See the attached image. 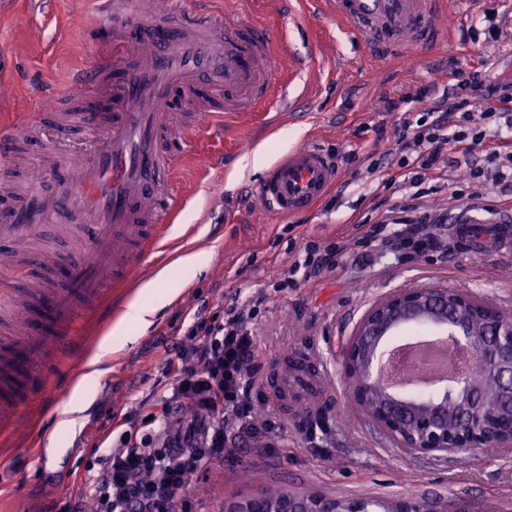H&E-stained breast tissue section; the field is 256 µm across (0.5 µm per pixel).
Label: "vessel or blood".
Listing matches in <instances>:
<instances>
[{
    "label": "vessel or blood",
    "instance_id": "obj_1",
    "mask_svg": "<svg viewBox=\"0 0 512 512\" xmlns=\"http://www.w3.org/2000/svg\"><path fill=\"white\" fill-rule=\"evenodd\" d=\"M107 24L85 31L91 62L75 70L69 83L94 89L93 103L82 112L88 131L108 133L105 145L81 165L76 177L63 178L52 196L34 193L23 205L0 204V243L15 246L40 238V227L53 218L59 229L81 228L86 247L78 264L52 266L50 277L29 296L26 307L15 305L9 286L13 270L0 272V312L13 311L16 336L0 349V361L22 366L50 343L41 325L50 313L60 355L73 354L82 338L76 326L80 303L100 300L102 270L113 266L116 284L127 282L138 266L167 237L172 208L157 201L173 169L162 148L176 93L200 87H221L224 96L209 103L196 123L222 130L224 115L242 104L268 99L276 87L268 31L217 18L212 0H196L190 18L176 27L154 11L139 27L123 12V0H95ZM337 21L352 29L365 48L379 57L404 61L433 37L435 15L445 13V0H326ZM338 179L336 162L315 144L293 148L265 172L258 193L283 216L300 214L321 202ZM96 224L83 226L85 217ZM494 229L479 231L471 215L451 221L455 243L477 252H512V212L493 220ZM307 370L276 364L267 374L277 409L289 402L302 415L315 417L336 389L327 367L307 358ZM17 381L0 376V435L14 434L21 416Z\"/></svg>",
    "mask_w": 512,
    "mask_h": 512
}]
</instances>
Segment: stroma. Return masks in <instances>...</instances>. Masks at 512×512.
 <instances>
[{
    "label": "stroma",
    "mask_w": 512,
    "mask_h": 512,
    "mask_svg": "<svg viewBox=\"0 0 512 512\" xmlns=\"http://www.w3.org/2000/svg\"><path fill=\"white\" fill-rule=\"evenodd\" d=\"M226 16L272 30L277 40L279 80L295 98L284 111L269 98L225 117L224 137L205 133L186 143L167 139L179 161L172 173L180 199L177 226L166 247L138 269L136 284L115 288L86 309L87 330L79 352L63 361L47 356L42 370L46 391L27 400L12 445L0 446V512H58L77 500L96 474L92 443L105 439L116 419L139 425L167 390L166 362L185 343L194 312L216 311L265 289L287 268L296 246L315 241L326 247L352 233L357 221L402 204L398 188L387 183L400 173L398 134L405 113L420 117L447 83H464L476 68L512 80V0H447L439 34L405 61L381 62L335 19L311 0H217ZM92 0H0V64L10 81L0 94V119L41 125L40 141L28 144L29 163L17 166L0 156V196L24 197L28 187L52 195L57 175L91 155L102 136L73 132L56 139L40 115L73 102L69 71L90 61L78 31L100 24ZM499 28L496 42L475 41L487 23ZM54 87L53 98L34 91ZM428 88L426 98L406 112H387L386 100ZM314 142L335 154L339 180L315 209L295 217L267 212L257 187L265 172L253 156L265 149L275 162L296 146ZM447 166L424 185L423 212L449 218L460 204L451 197L463 175L459 154L446 151ZM203 258L201 269L181 270L185 253ZM171 268L182 286L143 331L131 330L119 350L105 356L102 375L87 390L68 389L91 368L97 346L111 332L137 284ZM439 286L469 292L512 314V254L454 250L419 258L397 256L380 246L349 245L335 271L303 285L282 288L256 317V361L269 372L281 357L311 352L323 359L336 386L337 405L301 423L276 409L266 384L256 385V426L275 421L273 445L236 443L223 460L204 464L187 491L190 512H224L234 497L270 485L335 497L435 498L468 512H512V451L489 458L482 453L420 455L396 447L349 399L342 362L362 314L399 288ZM85 400L73 433L57 435L62 390ZM52 443L43 463L31 459L37 441Z\"/></svg>",
    "instance_id": "1"
}]
</instances>
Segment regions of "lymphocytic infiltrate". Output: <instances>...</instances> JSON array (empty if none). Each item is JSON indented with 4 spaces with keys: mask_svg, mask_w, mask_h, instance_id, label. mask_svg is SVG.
<instances>
[{
    "mask_svg": "<svg viewBox=\"0 0 512 512\" xmlns=\"http://www.w3.org/2000/svg\"><path fill=\"white\" fill-rule=\"evenodd\" d=\"M471 94L448 89L433 110L432 121L404 118L402 129L410 135L413 157L402 165L409 172L410 214L385 212L366 231L362 242L379 241L391 252L420 257L448 252L445 233L434 232L417 216L419 187L440 169L443 151L453 147L462 153L466 169L457 196L482 198L490 180H512V152H489L479 158L489 138L501 128L512 130V82L492 81L482 74L470 78ZM481 97L483 111L469 108L471 96ZM349 245L341 238L330 248L305 243L288 271L276 276L274 287L297 286L311 276L332 271ZM265 295L249 296L223 313H195L187 329L190 346L181 348L170 363L169 395L161 397L158 410L142 422L140 438L124 431L117 447L101 449L100 469L83 500L64 504L60 512H178L182 496L204 462L224 457L230 435L255 438L251 422L255 406L250 391L260 378L254 365L256 342L251 324Z\"/></svg>",
    "mask_w": 512,
    "mask_h": 512,
    "instance_id": "obj_1",
    "label": "lymphocytic infiltrate"
}]
</instances>
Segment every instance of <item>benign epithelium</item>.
<instances>
[{
    "label": "benign epithelium",
    "mask_w": 512,
    "mask_h": 512,
    "mask_svg": "<svg viewBox=\"0 0 512 512\" xmlns=\"http://www.w3.org/2000/svg\"><path fill=\"white\" fill-rule=\"evenodd\" d=\"M464 307L485 310L492 315L486 339L475 342L461 313ZM425 323L438 333L449 335L471 355L474 366L492 371L503 394V406L489 409L483 389L470 383V373L455 378L450 385L435 389L448 399L457 394L464 399L459 430L448 434L443 420L447 407L432 404L424 408L405 401L380 386L376 369L387 352V341L406 328ZM345 350L343 374L348 392L359 404L378 393L382 407L374 423L409 452L436 454L468 452L487 444L512 448V316L490 304L448 288L422 287L392 292L370 306L358 322ZM348 507H338V499L321 495L307 498L289 493L276 503L257 496L252 507H232L228 512H440L429 501L400 498L382 504L369 498H351Z\"/></svg>",
    "instance_id": "obj_1"
}]
</instances>
